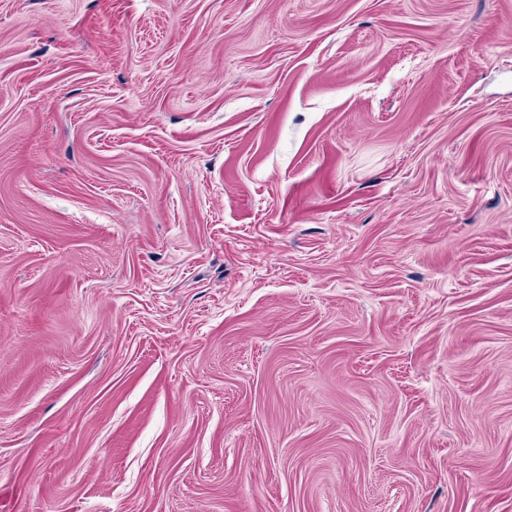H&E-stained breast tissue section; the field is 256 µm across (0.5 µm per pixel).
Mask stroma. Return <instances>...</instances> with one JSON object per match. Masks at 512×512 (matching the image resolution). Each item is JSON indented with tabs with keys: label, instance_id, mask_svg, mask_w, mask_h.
<instances>
[{
	"label": "stroma",
	"instance_id": "35a3bbf8",
	"mask_svg": "<svg viewBox=\"0 0 512 512\" xmlns=\"http://www.w3.org/2000/svg\"><path fill=\"white\" fill-rule=\"evenodd\" d=\"M0 512H512V0H0Z\"/></svg>",
	"mask_w": 512,
	"mask_h": 512
}]
</instances>
